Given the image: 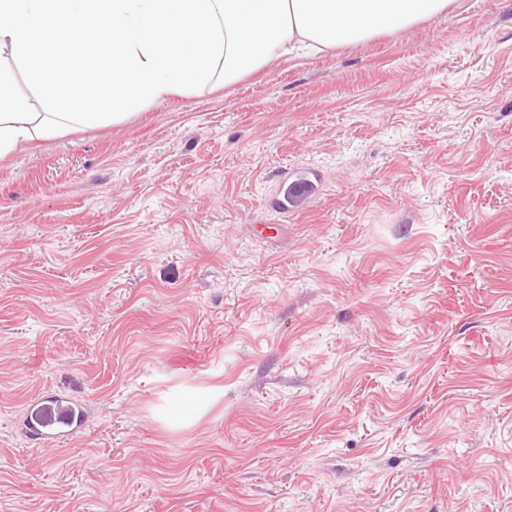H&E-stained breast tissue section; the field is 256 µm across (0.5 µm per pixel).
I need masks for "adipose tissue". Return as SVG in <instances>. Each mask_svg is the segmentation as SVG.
Wrapping results in <instances>:
<instances>
[{
    "label": "adipose tissue",
    "mask_w": 512,
    "mask_h": 512,
    "mask_svg": "<svg viewBox=\"0 0 512 512\" xmlns=\"http://www.w3.org/2000/svg\"><path fill=\"white\" fill-rule=\"evenodd\" d=\"M455 0H0V154L75 126L118 123L222 75L231 86L300 58L407 28ZM22 68L43 98L13 90Z\"/></svg>",
    "instance_id": "1"
}]
</instances>
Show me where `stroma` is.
I'll return each instance as SVG.
<instances>
[{"mask_svg":"<svg viewBox=\"0 0 512 512\" xmlns=\"http://www.w3.org/2000/svg\"><path fill=\"white\" fill-rule=\"evenodd\" d=\"M0 512H512V0L1 156ZM286 191L294 203H291L292 205L289 206L288 203H285L282 200H279L278 202L281 209L288 211V209L298 207L308 201L314 195L316 185L309 176L298 175L287 183ZM30 432L40 438L78 432L86 421L83 403L73 399H39L29 408Z\"/></svg>","mask_w":512,"mask_h":512,"instance_id":"35a3bbf8","label":"stroma"}]
</instances>
